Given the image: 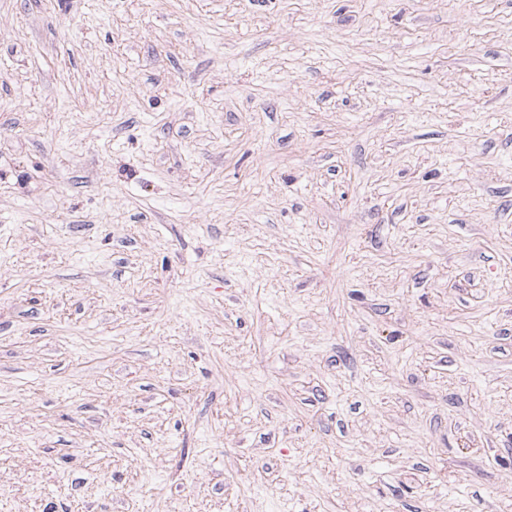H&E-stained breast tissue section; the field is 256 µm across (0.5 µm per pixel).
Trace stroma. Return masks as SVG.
<instances>
[{"label": "stroma", "instance_id": "obj_1", "mask_svg": "<svg viewBox=\"0 0 512 512\" xmlns=\"http://www.w3.org/2000/svg\"><path fill=\"white\" fill-rule=\"evenodd\" d=\"M0 512H512V0H0Z\"/></svg>", "mask_w": 512, "mask_h": 512}]
</instances>
